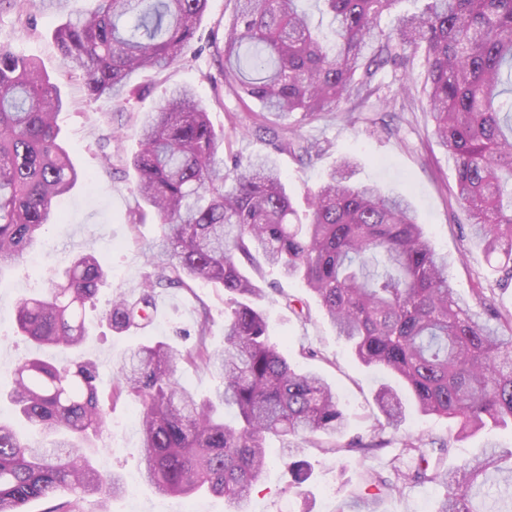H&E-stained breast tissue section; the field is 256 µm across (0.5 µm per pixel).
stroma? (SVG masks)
Returning a JSON list of instances; mask_svg holds the SVG:
<instances>
[{"label": "stroma", "mask_w": 512, "mask_h": 512, "mask_svg": "<svg viewBox=\"0 0 512 512\" xmlns=\"http://www.w3.org/2000/svg\"><path fill=\"white\" fill-rule=\"evenodd\" d=\"M24 13L0 11V45L34 60L60 89L66 105L57 116L61 137L74 165L86 173V180L65 196L54 209L52 224L42 237L48 255L41 266L23 261L0 272V387L8 385L5 372L29 353L24 336L15 324V303L27 294L48 288L62 277L72 259L81 252H96L108 267L110 279L101 288L93 306L86 309L90 336L86 343L67 352L48 348L43 356L50 362L67 357H93L100 364L98 386L101 394L112 389L113 366L130 345L148 339L165 340L180 350L192 349L199 304L212 315L210 346L224 345V312L229 295L224 289L197 283L192 290L169 289L158 297L159 308L150 326L118 334L101 322L115 293L136 291L147 271L145 256L155 250L160 229L151 208L134 192L136 173L126 161L140 148L142 117L163 101L167 89L194 88L207 108L215 130L224 134L229 153L240 156L266 155L275 161L301 220H309L311 192L326 179L344 156L357 162L358 181H374L385 190L409 195L417 207L419 222L437 253L448 260V276L461 299H470L473 289L488 287L492 275L483 250L469 233L460 229L464 214L453 195L455 164L447 148L433 133L434 122L422 94L426 70L423 54H416L403 66L387 67L377 76V92L360 104L341 102L335 111L309 121L300 114L289 117L300 134L318 143L320 154L309 161L275 149L271 127L274 118L264 117L258 103L239 102L232 93L216 100L213 82L220 76L212 49L198 51L161 71L132 75L129 85L135 95L123 105L112 98L89 99L82 80L67 73L54 41L55 29L63 23L68 8L56 0H26ZM121 129V141H111L113 129ZM260 288L276 286L301 301L309 310L300 320L271 298L259 305L269 317V334L298 369L314 370L336 387L349 416V435L369 436L380 416L375 392L380 384L397 385L390 373L359 364L346 344L339 340L323 310L306 284L286 279L271 267L251 271ZM321 351L318 359L300 354L305 346ZM136 407L123 397L113 405L109 421L96 441L100 449L97 467L135 481L133 495L112 500L110 512H182L185 498L156 493L140 474V432L130 416ZM398 435H422L449 441V464L472 457L489 441L512 448V427L483 430L459 439L453 419L421 415L408 408ZM271 464L251 495L250 512H351L355 496L366 488L367 466L387 471L394 454L386 448L369 460L352 455L346 464L317 451L308 452L312 466L309 481L290 485L286 468L279 460V442L266 441ZM445 489L439 484L410 485L383 497L378 512H435Z\"/></svg>", "instance_id": "1"}]
</instances>
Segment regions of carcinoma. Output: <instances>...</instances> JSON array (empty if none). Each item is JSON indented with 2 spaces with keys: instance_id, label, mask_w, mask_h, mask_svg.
Returning <instances> with one entry per match:
<instances>
[{
  "instance_id": "obj_1",
  "label": "carcinoma",
  "mask_w": 512,
  "mask_h": 512,
  "mask_svg": "<svg viewBox=\"0 0 512 512\" xmlns=\"http://www.w3.org/2000/svg\"><path fill=\"white\" fill-rule=\"evenodd\" d=\"M216 49L221 75L240 100L257 101L279 119L314 118L343 100L373 94L378 72L419 52L427 61L425 92L434 134L456 167L454 197L483 246L498 285L512 283V0H428L418 15L388 29L381 17L396 0H322L334 36L326 47L301 0H234ZM208 0H97L88 14L58 26L64 67L97 99L130 93V75L161 69L194 51ZM58 87L36 62L0 46V269L34 250L50 223L53 200L86 178L60 139ZM279 148L312 158L319 146L298 129L273 131ZM215 131L195 90H170L145 115L140 149L130 159L134 191L153 209L160 245L140 293L112 299L107 320L117 333L145 324L158 292L197 282L231 296L224 348L208 344L211 316L197 309L195 348L181 354L162 340L126 350L111 399L125 394L139 408L142 474L158 493L224 498L227 512H249L250 493L268 467L265 441L280 439L294 484L309 479L305 447L342 459L399 445L388 473L367 470L375 493L354 501L368 512L399 484L446 488L435 512H512V448L487 443L448 468L449 445L422 437L385 438L406 407L387 384L377 390L384 422L368 442L344 441L348 415L336 390L317 372L296 370L270 342L256 305L263 290L244 272L259 261L303 279L336 335L366 367L401 378L422 415L457 420L465 438L489 425L512 424V309L496 306L494 289L476 288L475 305L457 295L448 263L436 253L404 196L353 181L342 159L310 199L311 219L295 209L275 162L218 156ZM93 254L76 256L61 281L21 298L18 331L39 349L82 345L86 305L107 284ZM220 375L212 397H199L175 377L177 361ZM92 360L50 364L36 355L11 370L0 419V512L27 502L71 498L48 512H81L92 498L109 512L125 491L121 474L97 468L93 439L108 423ZM416 461L404 467V459Z\"/></svg>"
}]
</instances>
